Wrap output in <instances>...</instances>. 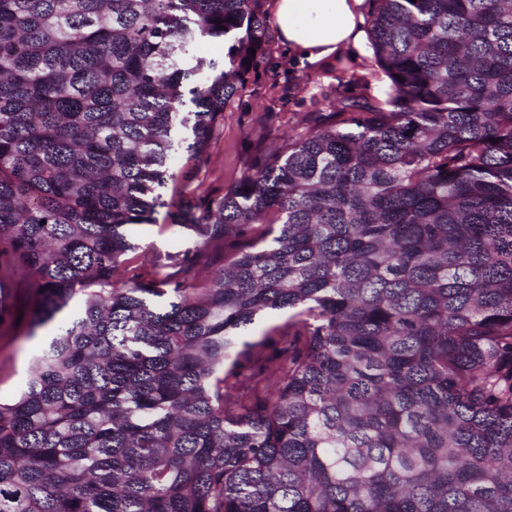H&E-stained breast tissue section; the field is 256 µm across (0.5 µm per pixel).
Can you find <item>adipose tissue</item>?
<instances>
[{
	"instance_id": "obj_1",
	"label": "adipose tissue",
	"mask_w": 512,
	"mask_h": 512,
	"mask_svg": "<svg viewBox=\"0 0 512 512\" xmlns=\"http://www.w3.org/2000/svg\"><path fill=\"white\" fill-rule=\"evenodd\" d=\"M362 0H274L271 24L281 44L312 63L363 49Z\"/></svg>"
}]
</instances>
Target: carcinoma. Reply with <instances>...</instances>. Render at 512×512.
Here are the masks:
<instances>
[{"instance_id":"cac0c4a2","label":"carcinoma","mask_w":512,"mask_h":512,"mask_svg":"<svg viewBox=\"0 0 512 512\" xmlns=\"http://www.w3.org/2000/svg\"><path fill=\"white\" fill-rule=\"evenodd\" d=\"M368 33L386 101L183 201L175 278L132 229L263 0H0V269L30 337L81 302L0 402V512H512V0H370ZM287 321L288 313H276L256 320L253 325L243 332L242 341L249 343L259 342L274 327L283 326Z\"/></svg>"}]
</instances>
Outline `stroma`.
Instances as JSON below:
<instances>
[{"mask_svg":"<svg viewBox=\"0 0 512 512\" xmlns=\"http://www.w3.org/2000/svg\"><path fill=\"white\" fill-rule=\"evenodd\" d=\"M388 79L378 70L372 48L347 51L333 64L320 68L303 63L268 31L264 53L233 102L224 112L207 152L193 158L178 150L172 167L180 176L177 188L162 189L163 207L153 225L134 228L141 251L177 254L192 247L188 234L170 226V206L180 196L200 197L211 191L226 192L249 165L267 148L287 140L289 133L331 112L348 98L382 100ZM23 325L0 327V400L10 401L27 375L35 340H24Z\"/></svg>","mask_w":512,"mask_h":512,"instance_id":"stroma-1","label":"stroma"}]
</instances>
